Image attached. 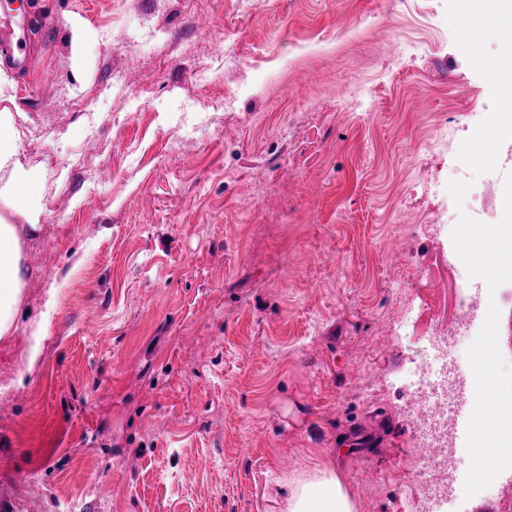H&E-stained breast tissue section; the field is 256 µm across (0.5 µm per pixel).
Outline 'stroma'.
Listing matches in <instances>:
<instances>
[{"instance_id": "obj_1", "label": "stroma", "mask_w": 512, "mask_h": 512, "mask_svg": "<svg viewBox=\"0 0 512 512\" xmlns=\"http://www.w3.org/2000/svg\"><path fill=\"white\" fill-rule=\"evenodd\" d=\"M4 15L31 19L0 108L45 214L0 339V512H286L317 463L357 512H422L398 377L416 334L459 321L476 188L455 168L482 157L512 196V146L495 161L467 118L503 110L488 72L512 38L472 46L481 14L450 0Z\"/></svg>"}]
</instances>
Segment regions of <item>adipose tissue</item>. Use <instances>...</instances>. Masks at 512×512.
I'll list each match as a JSON object with an SVG mask.
<instances>
[{
	"label": "adipose tissue",
	"mask_w": 512,
	"mask_h": 512,
	"mask_svg": "<svg viewBox=\"0 0 512 512\" xmlns=\"http://www.w3.org/2000/svg\"><path fill=\"white\" fill-rule=\"evenodd\" d=\"M16 118L0 110V170L9 176L0 184V338L11 334L22 304L23 290L34 271L23 245L38 231L43 213V181L25 166L18 153ZM286 512H356L334 467L319 464L307 474L287 480Z\"/></svg>",
	"instance_id": "1"
}]
</instances>
